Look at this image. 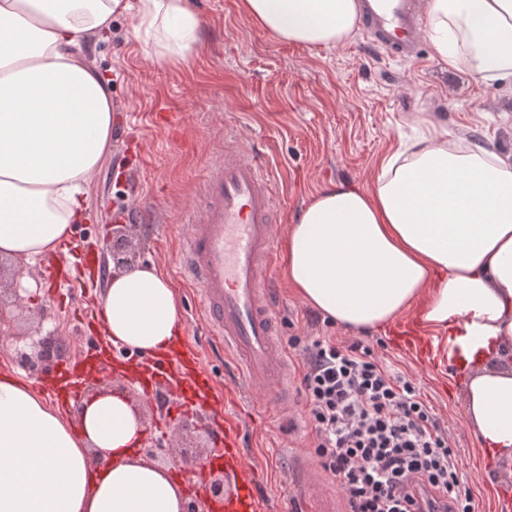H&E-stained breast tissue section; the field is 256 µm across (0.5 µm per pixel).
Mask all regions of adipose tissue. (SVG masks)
I'll list each match as a JSON object with an SVG mask.
<instances>
[{
    "label": "adipose tissue",
    "mask_w": 512,
    "mask_h": 512,
    "mask_svg": "<svg viewBox=\"0 0 512 512\" xmlns=\"http://www.w3.org/2000/svg\"><path fill=\"white\" fill-rule=\"evenodd\" d=\"M274 38L332 47L359 22L357 0H240ZM135 9L137 34L198 48L187 0H0V257L54 253L86 218L91 180L112 147L107 77L88 68V35ZM445 65L512 77V0H429ZM424 134L382 159L373 188L329 182L288 228L282 269L337 324L379 328L418 309L448 335V365L482 448L512 478V162ZM101 318L113 346L154 356L180 328L175 288L157 267L114 272ZM138 410L122 394L84 401L77 421L32 384L0 375V512H184L186 491L136 452Z\"/></svg>",
    "instance_id": "1"
}]
</instances>
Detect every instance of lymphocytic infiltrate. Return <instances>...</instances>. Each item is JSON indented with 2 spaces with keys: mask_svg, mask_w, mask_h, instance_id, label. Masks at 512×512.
I'll return each mask as SVG.
<instances>
[{
  "mask_svg": "<svg viewBox=\"0 0 512 512\" xmlns=\"http://www.w3.org/2000/svg\"><path fill=\"white\" fill-rule=\"evenodd\" d=\"M301 364L306 427L343 512H473L448 431L412 380L360 340L316 337Z\"/></svg>",
  "mask_w": 512,
  "mask_h": 512,
  "instance_id": "lymphocytic-infiltrate-1",
  "label": "lymphocytic infiltrate"
}]
</instances>
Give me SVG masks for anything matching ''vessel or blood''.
I'll use <instances>...</instances> for the list:
<instances>
[{
    "label": "vessel or blood",
    "instance_id": "obj_1",
    "mask_svg": "<svg viewBox=\"0 0 512 512\" xmlns=\"http://www.w3.org/2000/svg\"><path fill=\"white\" fill-rule=\"evenodd\" d=\"M361 10L373 44L412 56L420 41L422 0H362ZM205 207L190 226L183 247V271L200 289L209 318L208 333L224 345L243 381L269 404L279 403L288 381L287 363L276 337L273 301L267 288L276 251L273 216L275 184L263 161L240 150L225 151L203 185ZM170 359L149 365V379L164 383L172 404L189 408L190 395L206 401L200 350L184 336L171 340ZM243 426L225 418L215 448L236 471L237 489L224 500L225 512H263L254 477L241 463ZM307 512H335L313 485L300 484Z\"/></svg>",
    "mask_w": 512,
    "mask_h": 512
}]
</instances>
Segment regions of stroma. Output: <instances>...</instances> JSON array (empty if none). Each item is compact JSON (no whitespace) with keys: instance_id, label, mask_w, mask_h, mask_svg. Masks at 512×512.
<instances>
[{"instance_id":"stroma-1","label":"stroma","mask_w":512,"mask_h":512,"mask_svg":"<svg viewBox=\"0 0 512 512\" xmlns=\"http://www.w3.org/2000/svg\"><path fill=\"white\" fill-rule=\"evenodd\" d=\"M190 6L200 20L201 46L186 64L135 38L138 19L128 12L113 14L109 38L89 36V66L112 78V150L92 179L88 219L74 225L73 237L101 248L109 268L113 261L106 243L114 226H125L135 261L154 263L169 278L181 300L186 336L199 345L215 389L229 395L223 411L244 423L242 458L256 474L265 512H295L294 490L306 478L324 491L335 489L317 466L312 439L302 426L307 409L300 358L290 342L294 336L362 340L416 383L458 450L476 512H498V501H512V491L503 492L498 461L480 448L467 423L461 387L448 373L447 337L422 331L429 349L420 356L395 334L400 326L413 329L412 315L368 330L340 326L298 298L281 264H274L270 290L291 380L285 403L267 411L258 405V392L233 381L230 365L210 348L198 288L182 278L180 267L203 183L229 145H244L272 169L282 240L324 184L372 187L381 159L415 135L418 116L445 125L450 137L465 145L512 157V80L487 83L469 70L448 68L427 38L419 59L405 61L372 48L361 28L342 44L311 48L273 38L241 12L239 0H190ZM151 112H173L178 120L151 122ZM41 269L38 262L0 258V299L10 300L14 276L39 282L14 322V335H0V375L41 385L55 374L52 366L29 370L16 357L15 334L40 324L63 341L66 360L98 351L143 414L142 446L162 432L156 420L167 419L164 432L172 455L167 467L186 481L187 492H203V483L190 482L195 469L183 457L206 446L219 419L201 413L183 418L167 396L144 393L125 372L129 352L80 329V313L99 307L105 281L83 282L74 270L68 282L53 288Z\"/></svg>"}]
</instances>
